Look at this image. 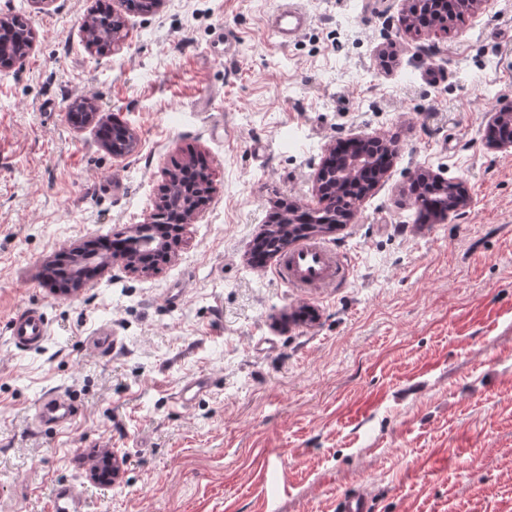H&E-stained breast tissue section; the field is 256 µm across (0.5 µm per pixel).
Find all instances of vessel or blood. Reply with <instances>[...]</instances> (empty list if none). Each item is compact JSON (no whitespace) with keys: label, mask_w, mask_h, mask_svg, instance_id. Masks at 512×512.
Returning <instances> with one entry per match:
<instances>
[{"label":"vessel or blood","mask_w":512,"mask_h":512,"mask_svg":"<svg viewBox=\"0 0 512 512\" xmlns=\"http://www.w3.org/2000/svg\"><path fill=\"white\" fill-rule=\"evenodd\" d=\"M311 21L297 0H288L271 20L274 38L279 46L297 40ZM275 273L292 288L308 291L342 286L350 270L339 252L314 238L295 241L280 256ZM11 343L23 350L43 347L49 335V325L39 308L29 307L9 320ZM214 386L212 377L206 374L193 376L178 389L175 399L183 406L192 405L200 396L209 393ZM77 408L67 393L53 391L46 394L39 408L41 427L53 428L72 421ZM50 512H85V493L74 482L57 483L52 491ZM335 512H373L372 503L365 491L353 490L336 500Z\"/></svg>","instance_id":"vessel-or-blood-1"}]
</instances>
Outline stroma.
I'll use <instances>...</instances> for the list:
<instances>
[{"instance_id":"35a3bbf8","label":"stroma","mask_w":512,"mask_h":512,"mask_svg":"<svg viewBox=\"0 0 512 512\" xmlns=\"http://www.w3.org/2000/svg\"><path fill=\"white\" fill-rule=\"evenodd\" d=\"M283 2L110 0L123 28L100 52L81 30L97 0H0L36 33L0 69V512H48L67 480L88 512H334L358 488L373 512H512V148L486 143L512 106V0L431 33L406 27V0H299L311 23L285 47ZM83 100L134 129L132 153L69 123ZM360 134L399 154L324 236L349 280L289 287L254 239L276 203L317 207L320 161ZM188 162L213 191L171 261L53 293L47 260L145 222ZM420 171L467 206L415 223ZM32 305L50 335L22 351L7 322ZM200 372L212 392L174 404ZM56 390L80 415L47 430ZM97 449L125 459L113 485L85 478Z\"/></svg>"}]
</instances>
